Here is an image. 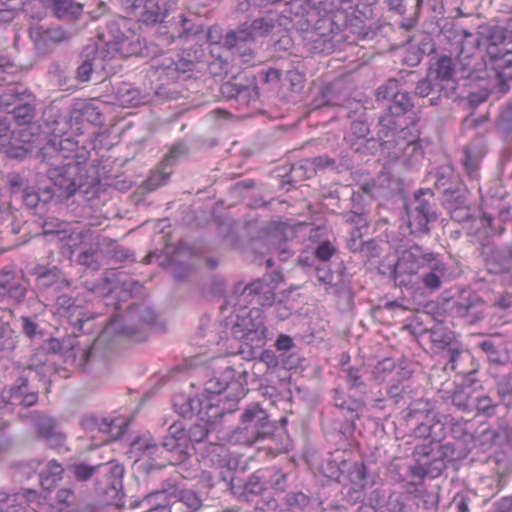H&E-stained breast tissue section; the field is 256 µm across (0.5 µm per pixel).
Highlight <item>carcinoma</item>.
I'll use <instances>...</instances> for the list:
<instances>
[{
  "label": "carcinoma",
  "mask_w": 512,
  "mask_h": 512,
  "mask_svg": "<svg viewBox=\"0 0 512 512\" xmlns=\"http://www.w3.org/2000/svg\"><path fill=\"white\" fill-rule=\"evenodd\" d=\"M0 0V512H512V0ZM387 61L369 70L374 53ZM36 76L19 72L20 57ZM202 90L261 112H334L261 194L191 201L143 253L106 206L126 113ZM460 114L457 132L436 123ZM501 163L474 178L480 137ZM448 159L434 160L438 143ZM160 270L197 294L196 359L154 426L52 408L96 345L148 344ZM331 354L319 440L297 408L331 313L369 331ZM39 447L14 446V425Z\"/></svg>",
  "instance_id": "1"
}]
</instances>
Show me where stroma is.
<instances>
[{
  "label": "stroma",
  "mask_w": 512,
  "mask_h": 512,
  "mask_svg": "<svg viewBox=\"0 0 512 512\" xmlns=\"http://www.w3.org/2000/svg\"><path fill=\"white\" fill-rule=\"evenodd\" d=\"M336 122L331 112H228L197 91L172 105L128 114L114 129L112 163L133 177L137 187L133 197L113 200L110 231L141 250L150 241L154 221L186 202L230 192L242 177L252 181L255 190L271 188L278 167L292 152L306 145H335ZM148 300L166 321V333L144 346L120 339L104 346L75 380L55 388L51 400L61 421L111 409L123 410L140 423L161 418L175 381L161 382L157 375L165 366L193 358L202 305L160 271L152 276ZM331 384L325 351L314 352L311 396L299 414L300 441L317 437L316 420Z\"/></svg>",
  "instance_id": "1"
}]
</instances>
